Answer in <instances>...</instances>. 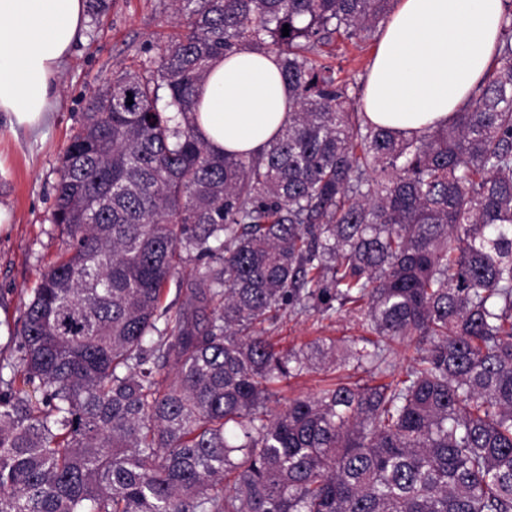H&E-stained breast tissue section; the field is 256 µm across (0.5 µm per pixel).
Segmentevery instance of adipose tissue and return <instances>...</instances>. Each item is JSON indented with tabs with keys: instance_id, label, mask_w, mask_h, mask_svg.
<instances>
[{
	"instance_id": "1",
	"label": "adipose tissue",
	"mask_w": 512,
	"mask_h": 512,
	"mask_svg": "<svg viewBox=\"0 0 512 512\" xmlns=\"http://www.w3.org/2000/svg\"><path fill=\"white\" fill-rule=\"evenodd\" d=\"M505 0H398L382 28L361 97L378 126L407 133L447 122L493 65ZM85 0H0V116L37 131L56 77L85 27ZM198 128L218 152H261L294 97L272 54L212 61L197 91Z\"/></svg>"
}]
</instances>
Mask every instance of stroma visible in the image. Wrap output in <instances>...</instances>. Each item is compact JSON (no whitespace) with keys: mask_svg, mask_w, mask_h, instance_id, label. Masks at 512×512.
Masks as SVG:
<instances>
[{"mask_svg":"<svg viewBox=\"0 0 512 512\" xmlns=\"http://www.w3.org/2000/svg\"><path fill=\"white\" fill-rule=\"evenodd\" d=\"M63 66L55 109L39 134L11 130L0 117V322L12 323L42 272L64 248L53 222L62 157L97 89L123 70L157 61L165 42L183 30L171 0H107ZM377 37L337 41L320 62L332 65L352 96L362 95ZM355 316L284 313L271 334L281 347L344 343L361 336Z\"/></svg>","mask_w":512,"mask_h":512,"instance_id":"stroma-1","label":"stroma"}]
</instances>
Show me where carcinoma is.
Segmentation results:
<instances>
[{
  "label": "carcinoma",
  "instance_id": "obj_1",
  "mask_svg": "<svg viewBox=\"0 0 512 512\" xmlns=\"http://www.w3.org/2000/svg\"><path fill=\"white\" fill-rule=\"evenodd\" d=\"M172 2L184 33L98 91L64 153L66 249L0 348V512H512V3L467 103L406 135L311 58L395 0ZM239 50L276 55L296 101L259 155L196 123ZM287 310L368 335L284 350ZM399 345L389 382L269 407ZM340 373L332 370L311 372L298 378H292L288 383H282L277 389V395L269 403L273 409H281L288 404V399L298 396H313L319 388L330 379H336Z\"/></svg>",
  "mask_w": 512,
  "mask_h": 512
}]
</instances>
